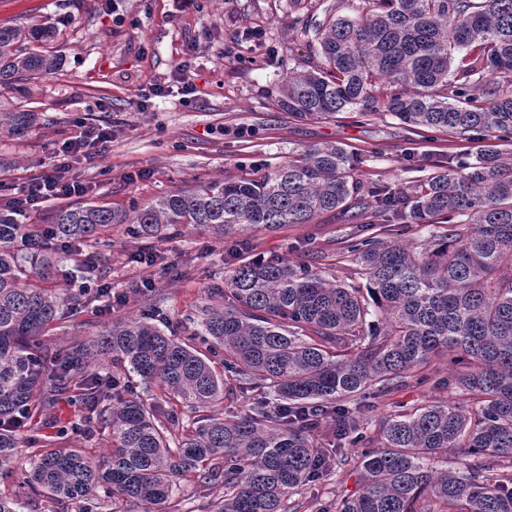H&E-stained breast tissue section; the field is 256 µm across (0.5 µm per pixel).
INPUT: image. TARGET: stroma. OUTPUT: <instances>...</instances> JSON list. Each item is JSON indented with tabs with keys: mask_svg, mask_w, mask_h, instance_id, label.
I'll return each instance as SVG.
<instances>
[{
	"mask_svg": "<svg viewBox=\"0 0 512 512\" xmlns=\"http://www.w3.org/2000/svg\"><path fill=\"white\" fill-rule=\"evenodd\" d=\"M293 20L288 0H199L198 8L189 11L180 0H0V26L54 23L51 48L61 58L54 74L25 81L22 90L0 88V112L37 116L22 134H0V206L10 186L50 168L53 150L77 136L85 123L111 134L107 143L90 146L87 156L68 159V177L87 192L48 202L38 223H49L57 209L69 205L126 210L215 178L249 176L319 142L345 144L364 159L359 170L364 183L393 190L476 151V143H459L446 134H413L387 115L363 119L343 112L296 120L282 112L276 88L309 57ZM187 79L196 93L185 91ZM353 227L329 212L310 224L256 232L250 243L253 253L293 262L307 249L326 252L333 257L327 276L343 280L353 270L341 255ZM138 249L124 225L116 224L111 250L98 253L102 279L128 294L118 309L122 316L140 311L143 299L131 290L150 276L155 286L147 298L170 322H180L206 298L209 287L223 282L234 263L227 242L190 226L169 230L155 242L159 266L131 263ZM112 317L96 304L77 303L49 332L48 344H75L101 332ZM427 398L452 403L459 395L451 388L394 392L364 413L367 434L376 435L379 419L396 406L410 409ZM82 411L81 404L60 395L48 416L47 439L60 448L105 454L111 446L106 435L58 438L60 427ZM33 452L29 441H22L8 475H0V494L21 498L24 512H77L73 502L50 507L28 489L25 476ZM359 488L354 465L335 464L330 476L291 497L288 512H336L337 500Z\"/></svg>",
	"mask_w": 512,
	"mask_h": 512,
	"instance_id": "obj_1",
	"label": "stroma"
}]
</instances>
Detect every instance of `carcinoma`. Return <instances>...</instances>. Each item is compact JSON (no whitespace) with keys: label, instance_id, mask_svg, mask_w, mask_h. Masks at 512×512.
<instances>
[{"label":"carcinoma","instance_id":"1","mask_svg":"<svg viewBox=\"0 0 512 512\" xmlns=\"http://www.w3.org/2000/svg\"><path fill=\"white\" fill-rule=\"evenodd\" d=\"M297 23L310 57L281 86L277 105L289 116L387 114L411 131L484 134L488 144L397 192L365 185L357 154L321 142L272 170L129 212L70 206L24 230L0 209V469L20 448L11 425L25 417L37 441L58 390L88 402L74 429L97 427L112 441L102 458L41 449L27 474L32 492L80 512L102 498L169 512L179 479L193 472L201 485L224 478V495L198 512H285L341 452L317 442L324 426L362 447L360 489L336 512H512V152L503 149L512 141V0H360L349 14L317 3ZM55 35L46 23L0 26V87L53 73L58 57L31 44ZM34 121L33 112H0V134ZM331 211L373 218L346 241L356 269L345 281L327 278L312 251L298 263L243 255L180 333L165 318L126 316L72 347L43 346L64 304L43 287L63 243L108 242L114 224L146 242L183 224L239 235L237 251L246 234ZM397 224L428 227L423 247L391 240ZM106 355L113 367L102 375ZM440 355L454 368L446 380L431 368ZM130 371L157 386V400L133 390ZM411 384L451 386L459 400L387 416L381 446L367 447L359 414L370 404L346 401ZM236 391L247 410L216 412ZM171 400L199 414L196 427L177 433L182 415L163 407ZM453 450L456 470H437Z\"/></svg>","mask_w":512,"mask_h":512}]
</instances>
